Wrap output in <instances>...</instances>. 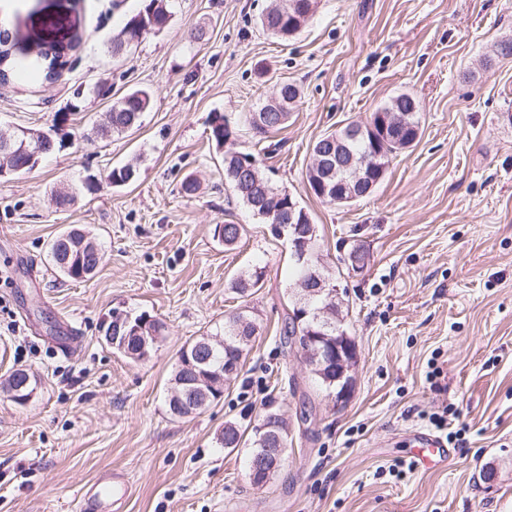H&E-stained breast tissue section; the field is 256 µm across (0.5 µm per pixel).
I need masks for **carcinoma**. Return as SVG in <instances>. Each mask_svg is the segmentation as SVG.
<instances>
[{
    "label": "carcinoma",
    "mask_w": 512,
    "mask_h": 512,
    "mask_svg": "<svg viewBox=\"0 0 512 512\" xmlns=\"http://www.w3.org/2000/svg\"><path fill=\"white\" fill-rule=\"evenodd\" d=\"M168 0H150L148 6L130 16L120 30L112 36L110 48L112 54L119 55L131 44L142 40L150 33L164 29L171 17L167 7ZM316 0H281V4L273 7L261 19V25L271 34L284 40L294 36L302 25L313 14ZM9 28L0 29V73L4 79L23 75L25 66H10ZM79 40H68L64 43H54L38 53L45 78L64 68L70 62L72 52L78 46ZM97 97L106 94L101 87L84 90L77 87L73 92V100L68 104L70 114L80 111V102L88 94ZM299 90L296 84L286 81L279 89V101L262 106L257 112L245 114V122L257 135H266L284 127L288 122L290 108L296 102ZM153 105L152 93L144 88L135 89L126 93L113 103L109 112L107 126H93L82 134L83 140L91 142L96 137L107 134H122L140 125L144 112ZM389 112L399 116L398 125L382 128L379 116ZM419 119L414 98L402 93L396 96L388 105L374 112L373 127L365 129L362 135L355 138L348 134L347 128L323 135L313 145V155H325L331 149H339L344 167L336 168L329 164L322 168L311 165L307 169L306 180L312 193L323 202L331 205L338 204L339 196L336 190L352 188L355 178L359 175L365 181L378 184L384 177L386 164L393 155L410 147L419 135ZM233 137L229 121L221 113L212 116L209 123V140L217 151L224 152V179L232 186L238 197L255 214L264 218L274 231L284 229L286 235L292 234V224L288 223V193L275 188L268 179L253 167L247 172H240L239 152L226 150L224 145ZM61 140L56 139L50 143L43 139L40 130H29L28 145L31 149L39 150L38 157H44L55 152ZM33 169L29 164V157L23 154L10 155L0 151V172L8 175H21ZM137 170L130 164L114 167L104 175V181L111 185L120 186L132 182L136 178ZM318 234L312 233L308 237L307 254L295 255L294 272L299 287L309 286L313 277H322L319 271V257L315 253ZM91 241L84 232L73 229L59 235L50 244L49 252L53 264L67 278L82 280L95 269L99 257L93 251L83 248V242ZM264 271L260 268L254 270L247 278H237L233 288L244 294L253 288L262 287ZM112 315H117L129 322L130 327L139 330L141 336H161L160 321L147 313L131 315L129 312L114 309ZM244 318L236 312L224 319V334L200 336L187 343L190 349H199L209 357L205 369L215 376H224V365L230 362H241L247 353L250 337L256 334V325L247 323L244 330H239L237 323ZM313 333L326 343L336 342L340 332L344 331V317L341 316L339 304L336 299L324 295L313 296L305 307H294L292 313L287 315L283 327L285 344H293L296 332ZM310 373L315 381L328 393H335L340 389V383L330 379L325 369L313 367ZM271 431L280 436L283 448H288V423L273 408H268L257 424L250 429L251 442L264 433ZM245 431L229 424L224 427L221 444L226 448L238 447L244 437Z\"/></svg>",
    "instance_id": "carcinoma-1"
}]
</instances>
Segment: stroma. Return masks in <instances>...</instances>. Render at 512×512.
<instances>
[{
    "label": "stroma",
    "instance_id": "stroma-1",
    "mask_svg": "<svg viewBox=\"0 0 512 512\" xmlns=\"http://www.w3.org/2000/svg\"><path fill=\"white\" fill-rule=\"evenodd\" d=\"M148 2L0 0L16 56L65 32L80 39L56 79L0 85V132L47 128L78 86L111 88L69 116L60 150L0 177V512H65L75 488L112 470L132 484L120 512H512V56L494 53L512 39V0H318L285 41L260 25L272 0H169L163 31L113 55V34ZM284 79L300 89L288 124L257 141L243 116ZM140 86L154 94L140 127L80 140ZM401 93L418 105L417 143L390 158L369 197L316 198L305 181L313 142L368 124ZM216 112L235 149L253 152L317 227L357 348L344 404L281 342L296 293L289 243L225 184L208 139ZM130 162L131 183L83 188ZM64 186L78 198L62 210L52 195ZM225 222L244 228L235 245L217 235ZM73 227L100 253L80 282L48 256ZM358 245L367 256L355 271ZM258 267L262 288L237 294L232 281ZM116 308L163 323L147 359L104 341ZM232 312L257 326L240 370L218 403L172 416L179 351L222 332ZM17 369L36 382L23 403L5 390ZM269 407L292 445L258 488L250 442L231 450L219 437ZM442 411L459 438L446 466L424 470L414 436L438 434Z\"/></svg>",
    "mask_w": 512,
    "mask_h": 512
}]
</instances>
